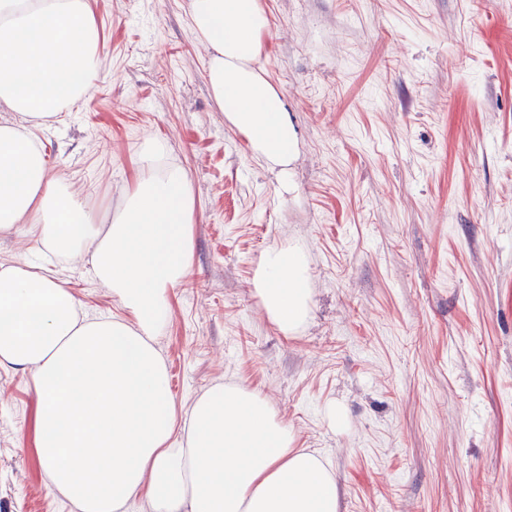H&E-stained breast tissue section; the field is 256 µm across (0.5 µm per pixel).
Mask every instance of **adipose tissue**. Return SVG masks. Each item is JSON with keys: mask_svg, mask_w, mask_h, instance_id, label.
<instances>
[{"mask_svg": "<svg viewBox=\"0 0 512 512\" xmlns=\"http://www.w3.org/2000/svg\"><path fill=\"white\" fill-rule=\"evenodd\" d=\"M96 0H0V234L85 260L124 318L88 319L45 265H0V366L40 400L36 448L51 486L79 512H338L333 470L300 448L258 391L217 384L178 411L155 347L171 288L193 254L196 199L187 172L152 142L122 207L99 217L50 170L31 130L85 99L104 69ZM209 50L207 81L225 123L253 157L287 170L299 131L260 65L270 20L262 0H187ZM253 294L285 335L311 313L301 245L265 251Z\"/></svg>", "mask_w": 512, "mask_h": 512, "instance_id": "adipose-tissue-1", "label": "adipose tissue"}]
</instances>
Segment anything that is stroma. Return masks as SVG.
I'll return each mask as SVG.
<instances>
[{"label": "stroma", "instance_id": "obj_1", "mask_svg": "<svg viewBox=\"0 0 512 512\" xmlns=\"http://www.w3.org/2000/svg\"><path fill=\"white\" fill-rule=\"evenodd\" d=\"M264 3L263 69L300 133L287 174L225 125L186 0H97L107 69L33 134L102 213L147 140L186 169L193 256L157 339L178 408L256 389L330 464L339 512H512V0ZM288 243L313 290L292 336L252 291ZM54 265L88 314L122 316L85 264ZM38 406L0 367V512H78L35 455Z\"/></svg>", "mask_w": 512, "mask_h": 512}]
</instances>
